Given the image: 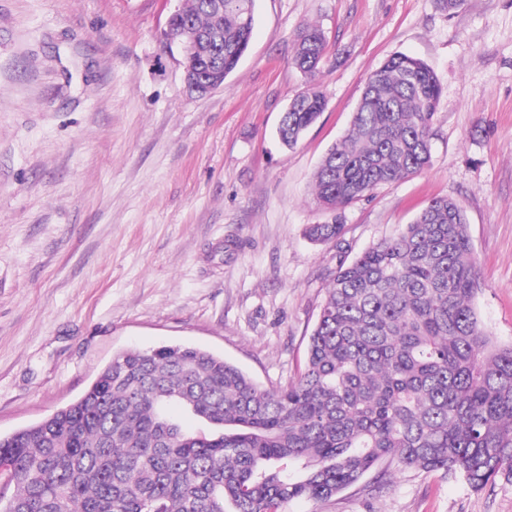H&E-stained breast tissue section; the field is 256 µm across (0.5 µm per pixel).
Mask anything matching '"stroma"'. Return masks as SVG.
<instances>
[{"label":"stroma","instance_id":"stroma-1","mask_svg":"<svg viewBox=\"0 0 512 512\" xmlns=\"http://www.w3.org/2000/svg\"><path fill=\"white\" fill-rule=\"evenodd\" d=\"M182 0H0V435L79 398L129 348L208 350L265 388L303 370L340 265L435 197L463 208L487 330L512 342V0H257L250 48L223 86L191 93L168 21ZM323 30L315 80L295 36ZM406 53L443 94L431 164L345 209L338 241L313 173L349 129L370 75ZM326 108L295 148L296 94ZM285 512H512L440 471L381 465ZM324 110L325 99L318 90L308 89L294 96L280 119L278 134L282 144L296 146ZM344 224H339L336 221L331 224H309L306 227V236L313 242L327 243L339 239Z\"/></svg>","mask_w":512,"mask_h":512}]
</instances>
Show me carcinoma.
I'll return each instance as SVG.
<instances>
[{"label":"carcinoma","instance_id":"carcinoma-1","mask_svg":"<svg viewBox=\"0 0 512 512\" xmlns=\"http://www.w3.org/2000/svg\"><path fill=\"white\" fill-rule=\"evenodd\" d=\"M256 0H184L174 32L206 37L184 61L190 91L224 85L247 52ZM327 54L316 26L297 35L294 66L313 79ZM442 88L405 54L372 73L348 132L314 174V200L343 211L427 168ZM325 110L294 96L278 134L292 148ZM343 225L310 224L313 242ZM480 279L461 205L429 201L400 234L340 266L308 339L305 367L263 389L200 348L168 345L112 358L74 402L0 436L12 474L0 512H283L328 499L384 459L463 477L474 491L512 482V343L475 308ZM177 403L209 431L191 433Z\"/></svg>","mask_w":512,"mask_h":512}]
</instances>
